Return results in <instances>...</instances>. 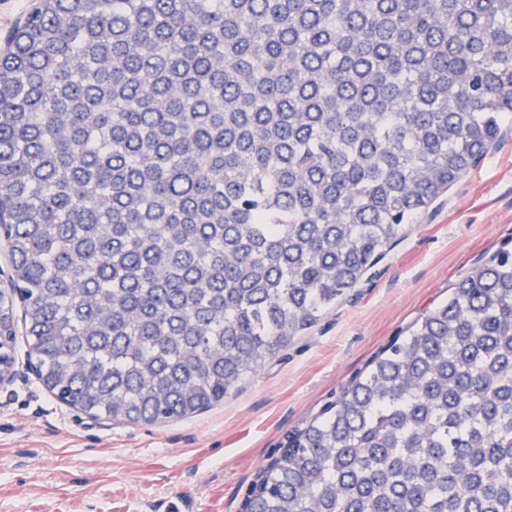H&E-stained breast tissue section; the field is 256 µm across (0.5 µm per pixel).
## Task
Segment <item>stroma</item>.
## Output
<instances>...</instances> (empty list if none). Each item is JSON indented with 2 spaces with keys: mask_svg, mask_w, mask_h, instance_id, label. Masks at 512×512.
<instances>
[{
  "mask_svg": "<svg viewBox=\"0 0 512 512\" xmlns=\"http://www.w3.org/2000/svg\"><path fill=\"white\" fill-rule=\"evenodd\" d=\"M512 246V126L356 288L224 401L167 423L94 419L27 370L0 391V512H240L289 435L455 282Z\"/></svg>",
  "mask_w": 512,
  "mask_h": 512,
  "instance_id": "stroma-1",
  "label": "stroma"
}]
</instances>
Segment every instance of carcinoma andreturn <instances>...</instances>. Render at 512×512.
<instances>
[{
  "instance_id": "cac0c4a2",
  "label": "carcinoma",
  "mask_w": 512,
  "mask_h": 512,
  "mask_svg": "<svg viewBox=\"0 0 512 512\" xmlns=\"http://www.w3.org/2000/svg\"><path fill=\"white\" fill-rule=\"evenodd\" d=\"M512 120V0H35L0 52V365L128 424L288 351ZM252 512H512V248L288 439Z\"/></svg>"
}]
</instances>
